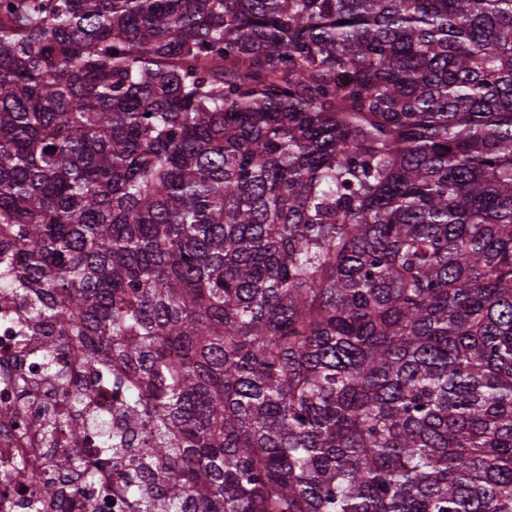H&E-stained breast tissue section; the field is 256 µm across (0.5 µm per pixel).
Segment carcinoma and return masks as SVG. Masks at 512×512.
<instances>
[{
  "mask_svg": "<svg viewBox=\"0 0 512 512\" xmlns=\"http://www.w3.org/2000/svg\"><path fill=\"white\" fill-rule=\"evenodd\" d=\"M4 290L131 512H512V0H0Z\"/></svg>",
  "mask_w": 512,
  "mask_h": 512,
  "instance_id": "carcinoma-1",
  "label": "carcinoma"
}]
</instances>
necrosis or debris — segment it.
<instances>
[{"label": "necrosis or debris", "instance_id": "1", "mask_svg": "<svg viewBox=\"0 0 512 512\" xmlns=\"http://www.w3.org/2000/svg\"><path fill=\"white\" fill-rule=\"evenodd\" d=\"M19 302L0 292V512H27L32 488L26 477L38 474L58 480L61 460L72 447L83 449L88 460H96L99 447L96 418L113 421L112 370H95L85 362L63 353L54 364L57 376L46 374L38 357L42 337L21 331L15 319ZM90 392V408L75 410L70 391ZM79 479L63 484L58 501L42 512H125L113 501L110 483Z\"/></svg>", "mask_w": 512, "mask_h": 512}]
</instances>
